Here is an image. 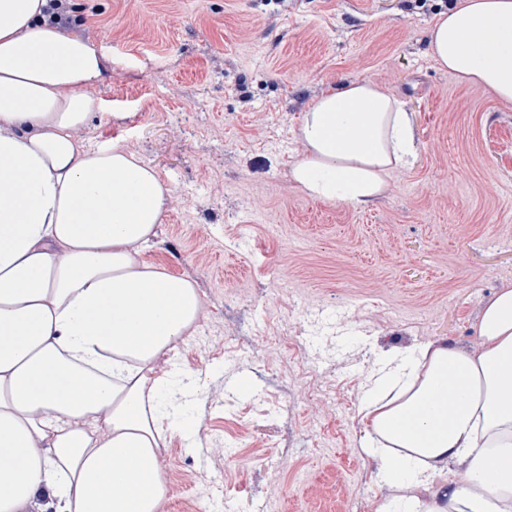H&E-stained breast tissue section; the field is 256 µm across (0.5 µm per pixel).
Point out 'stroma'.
I'll return each instance as SVG.
<instances>
[{
  "mask_svg": "<svg viewBox=\"0 0 512 512\" xmlns=\"http://www.w3.org/2000/svg\"><path fill=\"white\" fill-rule=\"evenodd\" d=\"M455 0H68L112 60L81 136L153 167L171 197L141 259L189 279L197 446L158 453L162 512H374L399 497L358 412L388 357L480 349L512 288V101L458 80L428 36ZM404 104L415 151L364 206L290 170L304 114L352 80Z\"/></svg>",
  "mask_w": 512,
  "mask_h": 512,
  "instance_id": "obj_1",
  "label": "stroma"
}]
</instances>
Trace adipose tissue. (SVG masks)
Segmentation results:
<instances>
[{
    "mask_svg": "<svg viewBox=\"0 0 512 512\" xmlns=\"http://www.w3.org/2000/svg\"><path fill=\"white\" fill-rule=\"evenodd\" d=\"M47 0H0V512H161L168 438L195 446L200 378L158 358L197 319L195 285L138 260L170 199L124 147L80 133L102 109L108 58L63 34ZM457 79L512 101V0H457L429 35ZM291 176L313 199L361 205L414 151L403 102L368 80L313 103ZM481 349L431 342L388 358L362 407L365 444L425 488L452 463L468 484L375 512H512V289L484 306ZM453 386L454 396L440 390Z\"/></svg>",
    "mask_w": 512,
    "mask_h": 512,
    "instance_id": "adipose-tissue-1",
    "label": "adipose tissue"
}]
</instances>
